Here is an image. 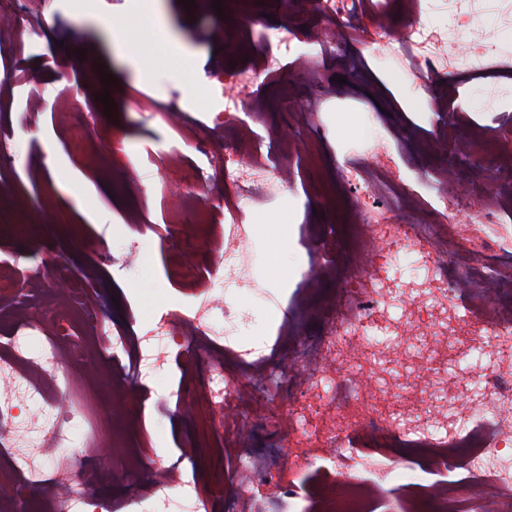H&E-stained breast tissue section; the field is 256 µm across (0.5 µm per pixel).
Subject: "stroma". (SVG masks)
I'll use <instances>...</instances> for the list:
<instances>
[{
	"label": "stroma",
	"mask_w": 512,
	"mask_h": 512,
	"mask_svg": "<svg viewBox=\"0 0 512 512\" xmlns=\"http://www.w3.org/2000/svg\"><path fill=\"white\" fill-rule=\"evenodd\" d=\"M195 0L189 10L181 0H159V14L143 25L139 22L141 0H41L40 23L27 38L20 63L39 67L42 73L43 114L38 124L19 125L27 109L28 86L16 82L11 65L0 63V90L5 106L0 119L15 122L11 160L0 168V176L14 184L12 198L0 200V224H41L46 228L38 239L0 235V263L11 267L16 281L25 280L29 270L54 251L71 274L91 282L102 295L109 320L126 323L140 332L152 319L155 306L165 300L180 301L187 287L170 280L167 265L180 261L174 243L160 234L128 232L113 237L112 227L126 223L129 214L160 229L177 223L170 212V194L180 188L190 200L205 201L216 218L224 216V187L210 181L193 183L187 174L204 166V159L185 146L180 129L189 128L211 135L215 154H223L221 134L211 131V101L197 104L190 89L211 91L215 75L227 64L225 34L235 30L240 15L268 17L272 7L266 0ZM128 22L127 40L111 47L105 21ZM169 33L186 56L182 72L160 67L158 57L165 47L160 32ZM84 58H77V50ZM102 66L113 74L110 87L89 86L83 81L84 63ZM346 84H339V77ZM328 94L302 97L303 105L314 108L325 122L320 138L308 137L292 184L259 206L246 208L245 219L252 229L249 248L255 259L251 277L257 292L239 295L246 316L238 340L257 346L269 367L270 378L288 377V358L307 355L317 346V324L304 321V344L282 352L273 327L282 317H299L301 283L292 279L297 267L311 256L304 243V227L322 222L347 224L355 205L345 190L341 171L354 161L373 134L390 138L402 127L417 125L421 136L446 121L445 113L434 111L428 96L380 59V50L370 43L345 47L336 66L324 73ZM110 93L115 105L105 110L98 97ZM77 98L90 119L89 144L78 153L55 124L54 115L64 97ZM179 99L181 110L168 118L164 107ZM129 165L139 184L137 194L125 193L112 183V167ZM85 210H78V203ZM112 256L132 255L121 276L98 262L101 251ZM127 386L150 392L145 410L128 405L129 416L144 412L154 441L155 455L173 460L186 436L199 445V467L215 474L230 463L211 446V421L205 409L185 419L182 408L189 397L173 365L157 370L133 368Z\"/></svg>",
	"instance_id": "obj_1"
}]
</instances>
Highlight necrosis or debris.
<instances>
[{"mask_svg":"<svg viewBox=\"0 0 512 512\" xmlns=\"http://www.w3.org/2000/svg\"><path fill=\"white\" fill-rule=\"evenodd\" d=\"M37 0H15L13 13L0 15V52L22 50L40 21ZM283 0V25L258 28L247 21L234 44L246 67L225 72L217 86L223 101L214 116L224 140V192L228 201L223 229L208 225L205 236L186 235L172 226L187 260L172 271L179 281L207 279L203 301L163 311L142 335L113 329L98 339L94 353L67 341L59 327L80 318L98 329L104 309L98 294L71 283L61 263L43 258L16 295L9 270L0 268V307H6L0 340V512H112L95 492L99 451L114 459L135 456L124 481L130 512H170L168 491L181 487L182 500L200 501L206 475L184 481L194 466L197 444L187 440L177 461L131 447L141 418L120 414L125 399L144 404L139 389L113 395V411L97 414L106 384L120 385L127 364L155 359L156 342L182 343L183 380L205 368L195 384L196 402L208 403L217 417V451L237 458V488L259 501L275 486L284 504L296 497V481L309 476L304 512H375L398 495L404 512H512V76L502 62L498 34L512 30V0H448L444 26L426 20L419 0H315L299 9ZM495 16L498 32L484 22ZM342 27L346 42L377 44L388 59L411 74L414 86L430 93L435 108L451 111L453 123L434 129L420 149L397 142L374 148L347 168L346 179L360 196L348 235L323 232L311 242L317 258L299 271L307 292L346 279L348 288L319 312L322 323L313 368L296 363L304 377L276 413L278 385L268 383V367L233 338L238 312L226 289L250 285L252 258L245 247L249 225L244 207L277 193L294 176L295 153L281 149L275 164L260 150L255 127L267 110L252 87L260 74L280 71L279 51L298 37L313 40L320 60L296 56L302 72L315 74L334 59L336 44L326 28ZM492 81L488 95L498 114L495 130L478 124L458 102L463 78ZM455 140L477 154V165H455L429 174L425 160L441 143ZM483 205L470 235L451 217L471 196ZM52 293V310L36 302ZM476 364L474 382L462 380L463 367ZM73 394L94 433L77 454L65 452L63 422L53 392ZM273 421L289 439L288 467L270 468L247 459L257 423ZM416 450L427 482L403 472V449ZM55 475L37 480L43 458ZM37 487L39 509L26 493Z\"/></svg>","mask_w":512,"mask_h":512,"instance_id":"4bbe7bcc","label":"necrosis or debris"}]
</instances>
